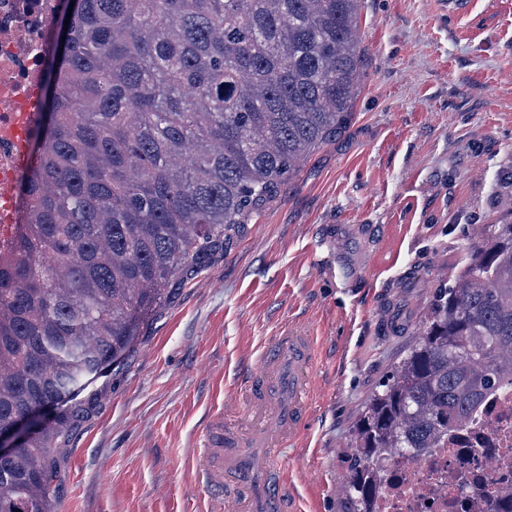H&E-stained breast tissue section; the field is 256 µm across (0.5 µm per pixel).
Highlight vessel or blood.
<instances>
[{"instance_id": "b4317fda", "label": "vessel or blood", "mask_w": 512, "mask_h": 512, "mask_svg": "<svg viewBox=\"0 0 512 512\" xmlns=\"http://www.w3.org/2000/svg\"><path fill=\"white\" fill-rule=\"evenodd\" d=\"M314 338L299 324L275 337L260 372L241 379L236 403L255 418L240 432L234 413H216L202 436L199 485L217 492L224 512H301L280 463L282 449L299 446L310 416L306 371Z\"/></svg>"}]
</instances>
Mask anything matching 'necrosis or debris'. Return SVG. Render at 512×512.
<instances>
[{"instance_id": "necrosis-or-debris-1", "label": "necrosis or debris", "mask_w": 512, "mask_h": 512, "mask_svg": "<svg viewBox=\"0 0 512 512\" xmlns=\"http://www.w3.org/2000/svg\"><path fill=\"white\" fill-rule=\"evenodd\" d=\"M54 0H0V253L14 241L40 119L37 84ZM376 512H512V385L439 447L381 460Z\"/></svg>"}]
</instances>
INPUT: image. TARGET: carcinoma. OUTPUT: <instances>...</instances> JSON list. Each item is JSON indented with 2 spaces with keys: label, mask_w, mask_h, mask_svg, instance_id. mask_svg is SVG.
Here are the masks:
<instances>
[{
  "label": "carcinoma",
  "mask_w": 512,
  "mask_h": 512,
  "mask_svg": "<svg viewBox=\"0 0 512 512\" xmlns=\"http://www.w3.org/2000/svg\"><path fill=\"white\" fill-rule=\"evenodd\" d=\"M62 55L23 224L0 259V428L58 408L0 458V512H54L79 396L167 285L197 267L348 116L360 0H57ZM71 14L68 29L59 20ZM512 383V221L488 225L365 405L343 486L373 512V458L435 448Z\"/></svg>",
  "instance_id": "carcinoma-1"
}]
</instances>
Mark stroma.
I'll return each mask as SVG.
<instances>
[{"label": "stroma", "instance_id": "1", "mask_svg": "<svg viewBox=\"0 0 512 512\" xmlns=\"http://www.w3.org/2000/svg\"><path fill=\"white\" fill-rule=\"evenodd\" d=\"M471 2L361 0L346 122L103 364L60 443L56 512H218L196 485L202 430L292 321L316 338L313 412L281 462L303 512H349L364 404L512 214V0Z\"/></svg>", "mask_w": 512, "mask_h": 512}]
</instances>
